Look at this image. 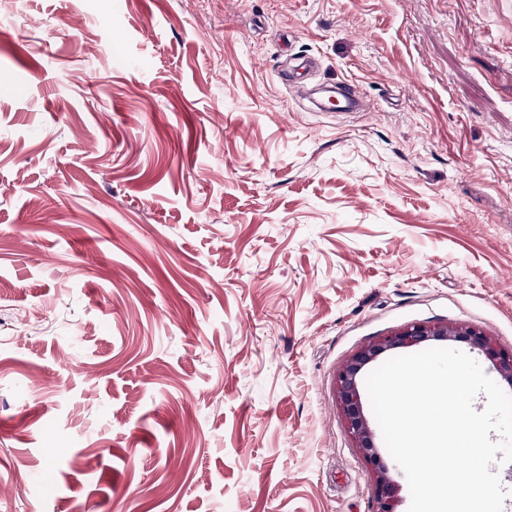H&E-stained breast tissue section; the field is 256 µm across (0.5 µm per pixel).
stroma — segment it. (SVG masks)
Here are the masks:
<instances>
[{
  "instance_id": "1",
  "label": "stroma",
  "mask_w": 512,
  "mask_h": 512,
  "mask_svg": "<svg viewBox=\"0 0 512 512\" xmlns=\"http://www.w3.org/2000/svg\"><path fill=\"white\" fill-rule=\"evenodd\" d=\"M0 281L65 317L0 346V512H373L345 362L512 349V0L0 6ZM430 341H462L481 351L499 375L512 384V349L500 347L475 325L410 323L362 346L345 363L336 380L337 399L345 428L373 467L375 511H397L399 486L378 459L374 431L363 411L359 377L363 369L382 354Z\"/></svg>"
}]
</instances>
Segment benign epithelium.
I'll list each match as a JSON object with an SVG mask.
<instances>
[{"instance_id": "7a95c632", "label": "benign epithelium", "mask_w": 512, "mask_h": 512, "mask_svg": "<svg viewBox=\"0 0 512 512\" xmlns=\"http://www.w3.org/2000/svg\"><path fill=\"white\" fill-rule=\"evenodd\" d=\"M430 341H462L481 351L499 375L512 384V349L500 347L475 325L410 323L362 346L345 363L336 380L337 399L345 428L373 467L375 512H397L399 486L377 456L374 431L363 411L359 377L382 354Z\"/></svg>"}]
</instances>
